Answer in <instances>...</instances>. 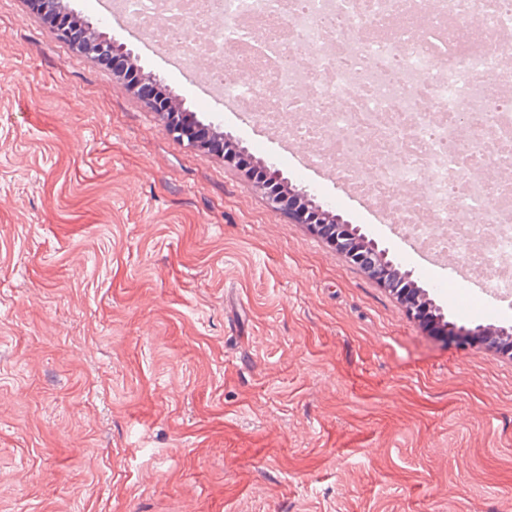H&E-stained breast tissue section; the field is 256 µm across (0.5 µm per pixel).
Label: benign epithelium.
<instances>
[{"label":"benign epithelium","mask_w":512,"mask_h":512,"mask_svg":"<svg viewBox=\"0 0 512 512\" xmlns=\"http://www.w3.org/2000/svg\"><path fill=\"white\" fill-rule=\"evenodd\" d=\"M57 30L61 40L73 42V33L66 25H58ZM75 46L80 53L99 62L130 55L126 45L104 35L87 36L75 43ZM145 101L151 111L158 113L163 123V131L167 135L189 147L201 144L200 129L205 127V124L197 122L190 125L179 122L175 120V115L169 112L167 104H161L149 97L145 98ZM258 168L262 176L255 181V185L263 192L272 211L286 212L296 222L309 225L350 262L366 269L373 279L399 296L408 311L415 315V319L436 335L464 342H481L495 349L502 346L504 338L512 342L511 325L488 327L478 324L466 327L445 321L435 300L417 292L412 271L395 269L394 263L388 258L387 249L380 248L377 242L361 234L340 215L314 202L306 190L292 189L289 193H284L285 178L279 170L264 163L258 164Z\"/></svg>","instance_id":"obj_1"}]
</instances>
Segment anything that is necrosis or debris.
<instances>
[{"mask_svg": "<svg viewBox=\"0 0 512 512\" xmlns=\"http://www.w3.org/2000/svg\"><path fill=\"white\" fill-rule=\"evenodd\" d=\"M228 111L512 294V0H119Z\"/></svg>", "mask_w": 512, "mask_h": 512, "instance_id": "4bbe7bcc", "label": "necrosis or debris"}]
</instances>
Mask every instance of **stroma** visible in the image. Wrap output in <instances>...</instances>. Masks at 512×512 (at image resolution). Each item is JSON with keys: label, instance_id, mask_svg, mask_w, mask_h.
Segmentation results:
<instances>
[{"label": "stroma", "instance_id": "stroma-1", "mask_svg": "<svg viewBox=\"0 0 512 512\" xmlns=\"http://www.w3.org/2000/svg\"><path fill=\"white\" fill-rule=\"evenodd\" d=\"M78 17L202 122L421 266L341 180ZM0 512H512V358L435 336L245 170L0 0ZM145 101L152 112L158 113L160 120L163 123V131L179 142H186V145L189 147L201 145L202 135L199 132L201 128H208L212 130L210 126L212 123L203 124L195 121L194 125H190L175 120V114L169 112V107L166 103L161 104L149 97H146Z\"/></svg>", "mask_w": 512, "mask_h": 512}]
</instances>
